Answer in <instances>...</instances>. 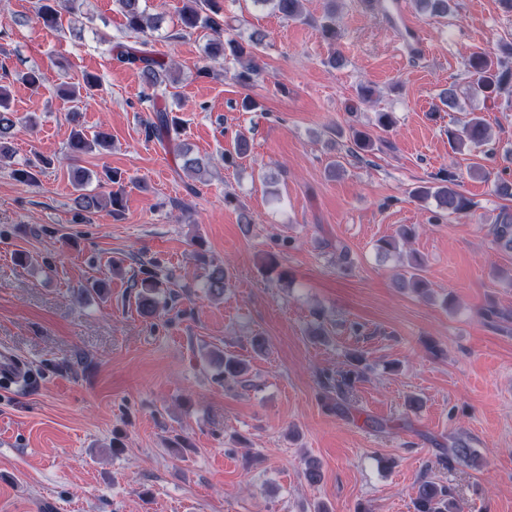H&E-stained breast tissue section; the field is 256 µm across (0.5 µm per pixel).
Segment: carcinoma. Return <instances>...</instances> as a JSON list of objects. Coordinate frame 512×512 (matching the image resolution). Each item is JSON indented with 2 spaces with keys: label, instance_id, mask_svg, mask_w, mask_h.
<instances>
[{
  "label": "carcinoma",
  "instance_id": "carcinoma-1",
  "mask_svg": "<svg viewBox=\"0 0 512 512\" xmlns=\"http://www.w3.org/2000/svg\"><path fill=\"white\" fill-rule=\"evenodd\" d=\"M78 0H37L36 19L43 27L54 30L61 26L62 12L72 13L76 9ZM120 12L125 18L126 28L132 32L157 31L162 28L165 16L162 13L149 14L144 5L145 0H116ZM256 4L269 5L280 17L288 21H297L303 17V0H253ZM420 9L432 15L448 13L451 0H415ZM180 30L186 34L204 33L207 37L205 44V62L198 67V75H210L209 62L216 61L224 56H231L241 63L233 78L243 86L249 85L259 76L260 69L255 63V57L262 44L263 37L254 35L243 44L234 38H226L224 34L231 29V25L224 19L223 0H182L178 13ZM324 39L331 45L338 43L340 32L336 26V14L333 10L325 12L321 24ZM117 59L137 67L148 89L152 90L150 99L166 94L168 85L173 82L171 67L164 60L154 56L148 49V43L143 41L140 47H128L121 43L115 46ZM468 66L476 77V91L486 100L497 98L501 90L512 83V69L503 67L499 58L487 55H475L469 59ZM17 80L33 91L39 90L43 77L39 70L30 68L17 73ZM101 80L92 73L83 76V83L77 89L62 88V92L71 99L81 95L91 98L100 90ZM153 118L145 124L148 138L159 142L173 143V152L176 156L184 158L183 169L196 173L202 164L195 158L188 157L182 143L174 142V138L181 135L179 119L171 115L170 110L164 106L153 105ZM82 114L78 111L69 113V121L75 126L67 147V160L69 161V178L74 187L81 191L76 198V204L85 212L96 211L106 203L112 207L121 206V198L115 193L103 198L96 192L85 191L91 179L89 171L82 166L83 157L109 144L110 135L104 131H97L89 138L82 129ZM36 117L30 115L23 117L12 109L11 94L6 86L0 85V161L13 157L15 149L13 141L15 131L19 126H32ZM489 141L488 127L479 117L467 121L461 130L448 133V144L454 150L469 145L474 148L484 146ZM374 142L364 131L356 128L350 129L349 151L357 157L372 151ZM413 196L420 201L434 199L437 206L450 215H460L470 208V201L458 191L454 178L446 176L439 183L420 185L413 190ZM491 235L496 246L507 252H512V213L503 210L496 224L492 225ZM423 262L413 255L402 272L397 274L395 287L408 290L420 296L428 294L429 284L421 275ZM227 283V274L224 268L209 265L207 278L203 284L207 293L213 297L224 295ZM132 287L137 289V308L144 316H157L168 301L175 299L173 293H164L163 282L157 274L148 268L140 270V275L133 279ZM363 355L354 351L348 356L345 369L336 374L326 373L321 376L322 386L329 393H336V407L345 402L347 393L356 383L364 378ZM220 375L226 381H234L241 386H248L246 379L248 366L239 357L226 353L221 358ZM476 457L475 451L469 443L462 439L453 442L448 449V460L468 463ZM414 512H464V507L448 486L436 479L423 475L414 487Z\"/></svg>",
  "mask_w": 512,
  "mask_h": 512
}]
</instances>
